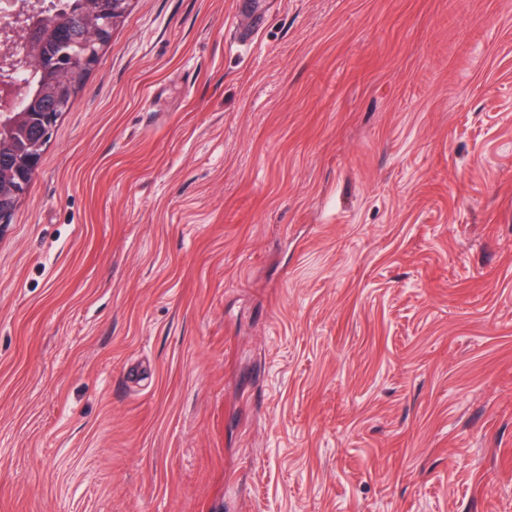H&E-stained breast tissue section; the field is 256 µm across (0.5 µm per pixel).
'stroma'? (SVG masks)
<instances>
[{
	"instance_id": "1",
	"label": "stroma",
	"mask_w": 512,
	"mask_h": 512,
	"mask_svg": "<svg viewBox=\"0 0 512 512\" xmlns=\"http://www.w3.org/2000/svg\"><path fill=\"white\" fill-rule=\"evenodd\" d=\"M0 512H512V0H132L0 226Z\"/></svg>"
}]
</instances>
